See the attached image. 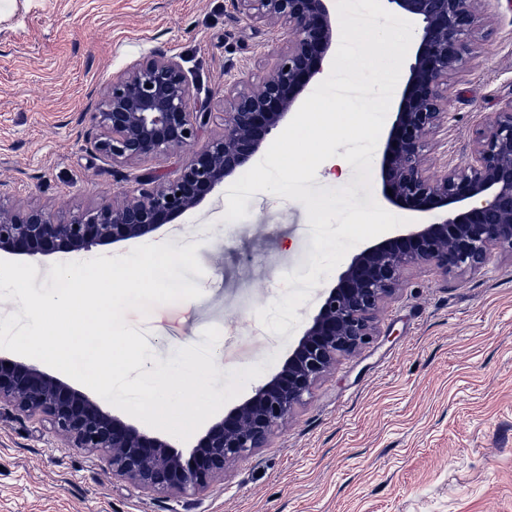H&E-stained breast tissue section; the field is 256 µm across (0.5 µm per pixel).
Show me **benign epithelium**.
<instances>
[{
    "label": "benign epithelium",
    "mask_w": 512,
    "mask_h": 512,
    "mask_svg": "<svg viewBox=\"0 0 512 512\" xmlns=\"http://www.w3.org/2000/svg\"><path fill=\"white\" fill-rule=\"evenodd\" d=\"M236 2L252 23L281 32L282 43L261 83L235 80L224 89L222 135L199 144L211 112L193 97L180 57L155 52L140 59L108 83L90 113V148L124 165L190 147L179 175L144 172L136 177L138 189L67 220L40 207L5 204L7 183L1 182L0 255L77 252L153 233L223 184L299 110L340 39L334 0ZM388 2L419 22L414 61L392 107L379 163L383 198L408 211L410 223L351 259L281 370L185 453L37 366L4 356L0 406L45 415L51 432L73 448L106 453L112 475L146 493L195 494L261 447L338 356L369 342L380 304L402 285L407 270L476 272L496 252L512 254V100L476 132L470 157L445 168L441 177H430L424 154L429 138L452 118L439 87L471 54L480 0Z\"/></svg>",
    "instance_id": "obj_1"
}]
</instances>
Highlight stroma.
I'll return each mask as SVG.
<instances>
[{
	"mask_svg": "<svg viewBox=\"0 0 512 512\" xmlns=\"http://www.w3.org/2000/svg\"><path fill=\"white\" fill-rule=\"evenodd\" d=\"M473 52L448 77L453 114L439 138L466 161L475 131L512 99V0H482ZM279 32L255 26L233 0H6L0 4V180L12 206L59 219L118 199L152 169L172 178L188 150L112 164L92 152L90 112L106 84L153 51L180 56L191 89L211 99L202 141L223 131L224 86L266 77ZM218 187L145 243L197 244L202 295L130 311L161 361L178 348L215 347L223 390L231 370L271 378L297 346L336 275L299 306L286 332L256 313L311 268L313 229L303 202L251 196L229 222ZM130 240L33 257L35 286L52 264L125 256ZM0 512H512V255L475 273H407L377 314V334L338 356L268 442L203 491L145 493L113 476L105 454L72 448L40 417L0 409Z\"/></svg>",
	"mask_w": 512,
	"mask_h": 512,
	"instance_id": "35a3bbf8",
	"label": "stroma"
}]
</instances>
